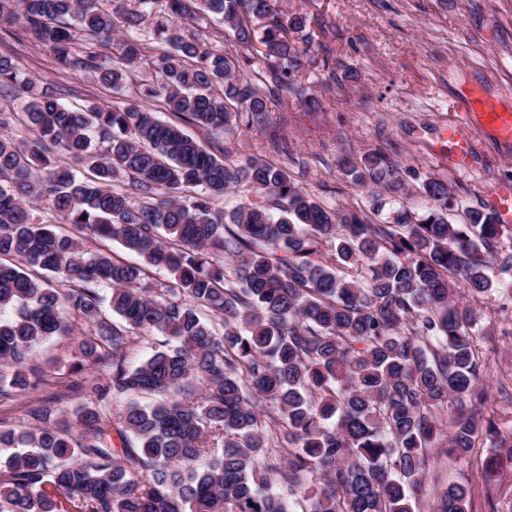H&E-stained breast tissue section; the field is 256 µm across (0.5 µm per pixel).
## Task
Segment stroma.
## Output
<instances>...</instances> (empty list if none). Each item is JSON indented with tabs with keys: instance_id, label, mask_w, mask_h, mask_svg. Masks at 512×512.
Listing matches in <instances>:
<instances>
[{
	"instance_id": "stroma-1",
	"label": "stroma",
	"mask_w": 512,
	"mask_h": 512,
	"mask_svg": "<svg viewBox=\"0 0 512 512\" xmlns=\"http://www.w3.org/2000/svg\"><path fill=\"white\" fill-rule=\"evenodd\" d=\"M285 13L308 16L314 38L308 50L328 66L304 73L301 87L318 96L307 109L298 95L274 99L267 121L217 134L227 160L259 158L285 168L312 198L335 209L385 222L391 205L374 211L370 187L353 184L343 159L381 151L402 167L448 181L459 200L449 219L458 224L466 208L489 209V194L512 188V141L499 138L462 109L471 95L512 111V0H279ZM10 55L23 76L54 86L69 105H110L127 100L94 75L63 73L53 53L0 32V54ZM356 70L358 82L344 73ZM457 125L474 151L472 170H456L436 143ZM493 336L480 342L491 389L490 411L503 432H512V294L491 292L477 301ZM78 354L74 336L43 344L37 364L47 375L67 372ZM471 483L474 512H512V462H504L494 501L475 462L432 459L429 482Z\"/></svg>"
}]
</instances>
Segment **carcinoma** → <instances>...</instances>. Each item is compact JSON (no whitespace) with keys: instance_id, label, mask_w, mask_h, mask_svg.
<instances>
[{"instance_id":"1","label":"carcinoma","mask_w":512,"mask_h":512,"mask_svg":"<svg viewBox=\"0 0 512 512\" xmlns=\"http://www.w3.org/2000/svg\"><path fill=\"white\" fill-rule=\"evenodd\" d=\"M125 2L0 0L6 32L21 26L59 70L114 88L144 56L146 17L165 46L152 61L158 80L111 106H67L0 54V89L24 99L21 112L0 107V313L15 312L0 316V360L15 367L0 400L57 386L31 363L79 326L70 373L91 396L73 424L59 390L27 410L32 427L0 429V449H14L0 460V512H416L434 455L470 459L481 441L498 449L481 460L493 482L512 446L483 412L477 342L491 331L454 282L474 298L512 293L493 271L495 213L473 208L451 223L452 186L409 169L431 207L403 205L372 224L315 201L280 167L227 162L189 129L258 126L288 91L319 105L299 91L313 62L299 47L311 40L307 17L276 0ZM208 14L242 47H263L258 71L241 74L204 32H177ZM112 42L110 66L97 47ZM156 98L172 118L141 105ZM343 167L355 184L404 196L381 152ZM242 185L257 200L216 208ZM36 200L63 226L34 222ZM86 240L117 241L138 262ZM154 271L170 280L154 283ZM154 334L165 340L130 366L134 337ZM194 380L197 397L168 399ZM109 396L126 401L114 421L98 407ZM472 497L450 484L434 512H469Z\"/></svg>"}]
</instances>
